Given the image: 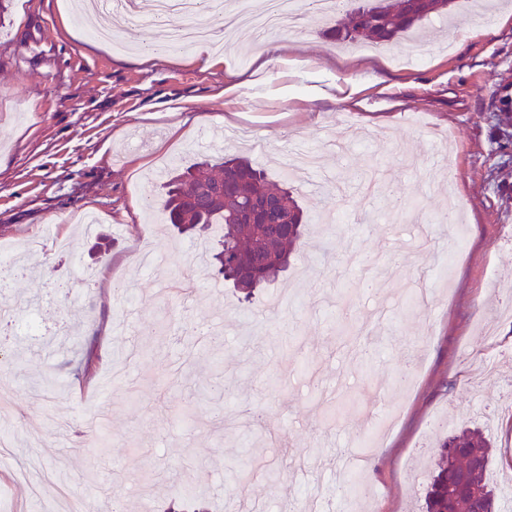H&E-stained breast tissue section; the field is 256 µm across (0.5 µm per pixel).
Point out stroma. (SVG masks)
<instances>
[{
	"label": "stroma",
	"instance_id": "1",
	"mask_svg": "<svg viewBox=\"0 0 512 512\" xmlns=\"http://www.w3.org/2000/svg\"><path fill=\"white\" fill-rule=\"evenodd\" d=\"M113 41L90 36L75 0H9L0 16V242L18 256L21 303L0 332V424L33 453L39 494L0 471V512H60L64 495L99 512H160L201 487L213 512H340L337 474L366 457L374 512H421L426 460L446 428L489 430L493 483L512 474V125L497 116L512 81V0L478 16L453 0L420 34L427 58L401 64L365 43L337 48L328 18L297 0L293 31L255 47L213 6L197 15L223 52L168 46L152 0ZM222 144H204L206 125ZM317 153L324 189L297 190L310 221L287 275L239 310L194 267L220 225L186 237L156 223L160 156L184 169L244 155L285 177L295 146ZM453 182V192L442 185ZM463 219L465 248L444 254ZM100 217L92 234L73 218ZM221 332L213 348L207 329ZM99 344L92 381L82 348ZM234 374L222 413L181 417L215 365ZM395 414L368 449L366 413ZM252 495L230 500L239 473Z\"/></svg>",
	"mask_w": 512,
	"mask_h": 512
}]
</instances>
